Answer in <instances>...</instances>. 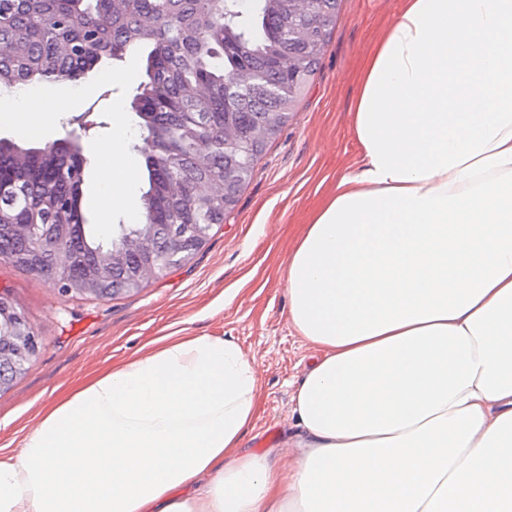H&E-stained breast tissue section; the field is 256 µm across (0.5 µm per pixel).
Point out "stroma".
<instances>
[{"instance_id":"35a3bbf8","label":"stroma","mask_w":512,"mask_h":512,"mask_svg":"<svg viewBox=\"0 0 512 512\" xmlns=\"http://www.w3.org/2000/svg\"><path fill=\"white\" fill-rule=\"evenodd\" d=\"M399 5L339 0L317 71L288 125L265 147L234 210L185 265L136 293L66 299L50 279L0 262V290L9 291L42 339L31 368L0 394V447L34 424L62 390L173 334L219 336L254 358L264 404L244 445L291 449V396L311 351L288 320V252L300 226L357 159L350 111L360 73ZM146 79L142 51L102 60L79 81L54 83L42 118L0 114V138L40 147L74 135L83 150H91L112 136L118 121L138 124L131 102ZM40 120L47 122L48 135L35 132Z\"/></svg>"}]
</instances>
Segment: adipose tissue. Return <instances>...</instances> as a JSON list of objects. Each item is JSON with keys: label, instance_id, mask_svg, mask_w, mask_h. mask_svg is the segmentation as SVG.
I'll list each match as a JSON object with an SVG mask.
<instances>
[{"label": "adipose tissue", "instance_id": "adipose-tissue-1", "mask_svg": "<svg viewBox=\"0 0 512 512\" xmlns=\"http://www.w3.org/2000/svg\"><path fill=\"white\" fill-rule=\"evenodd\" d=\"M355 167L288 253L312 350L296 453L243 438L255 361L164 336L0 450V512H512V0H400L350 112ZM120 125L97 144L130 204Z\"/></svg>", "mask_w": 512, "mask_h": 512}]
</instances>
